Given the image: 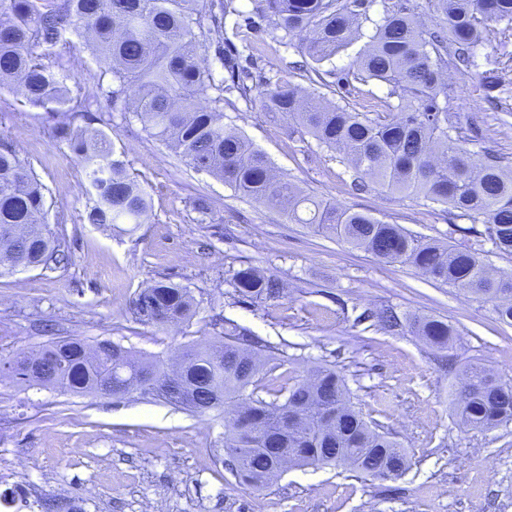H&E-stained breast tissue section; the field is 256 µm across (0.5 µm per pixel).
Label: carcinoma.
<instances>
[{
  "label": "carcinoma",
  "instance_id": "carcinoma-1",
  "mask_svg": "<svg viewBox=\"0 0 512 512\" xmlns=\"http://www.w3.org/2000/svg\"><path fill=\"white\" fill-rule=\"evenodd\" d=\"M262 0L254 12L234 0H0V86L9 85L23 102L61 116L59 135L82 162L95 196L93 224H140L148 194L128 173L112 137L88 122L74 125L63 56L78 39L100 64L84 117L105 100L111 112L133 114L149 134L174 148L198 171L224 180L234 192L278 209L295 224H311L381 262L407 264L429 278L457 286L494 303L498 319L512 325V273L492 272L473 245H440L417 239L396 224L352 211L304 192L275 173L265 154L224 125V109L241 99L263 112L280 114L319 144L345 154L358 178L383 189L448 206L460 219L485 227V238L512 252V165L489 152L467 147L470 138L452 119L453 90L448 70L479 67L481 31L495 23L512 30V0H431L436 22L425 26L411 0ZM264 31L288 45L301 37V51L316 65L329 62L350 42L364 38L362 51L337 83L378 81L389 86L383 112H359L321 103L280 77L249 86L236 75L234 58L224 54L226 31ZM216 44L209 61L201 49ZM481 86H502L501 61L485 56ZM229 77H224V74ZM45 187L30 164L7 144L0 145V275L31 266L48 268L60 244L46 222ZM234 297L258 306L281 298L283 283L253 266L232 276ZM135 319L165 327L193 316L188 289L155 281L132 301ZM410 333L446 348L456 335L447 322L427 316L408 320ZM109 348L87 356L96 344L66 337L38 355L61 357L65 376L58 390L94 392L112 358L136 372L149 369L165 381L172 371L157 358L134 357L110 339ZM180 377L153 397L183 410L230 411L224 417V450L236 473L261 487L277 475L279 454L292 464L343 466L377 477L396 469L405 474L410 458L371 425L351 402L345 380L328 367L289 387L262 382L269 364L263 345L233 323L217 343L187 345ZM20 385L49 388L17 361L0 363ZM456 393L455 413L469 429L491 431L512 423V382L482 363L466 367ZM271 396L266 400L264 395Z\"/></svg>",
  "mask_w": 512,
  "mask_h": 512
}]
</instances>
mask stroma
Returning <instances> with one entry per match:
<instances>
[{"label":"stroma","mask_w":512,"mask_h":512,"mask_svg":"<svg viewBox=\"0 0 512 512\" xmlns=\"http://www.w3.org/2000/svg\"><path fill=\"white\" fill-rule=\"evenodd\" d=\"M251 76H288L325 100L361 102L334 73L296 69L302 56L270 36ZM460 124L482 120L474 151L512 160V97L494 112L476 74L449 71ZM224 122L265 153L274 170L305 192L331 198L412 235L439 243L475 241L469 221L445 207L375 184L358 190L336 151L282 117L237 101ZM112 134L130 173L145 187L141 224L88 223L93 196L57 120L0 88V142L12 145L47 189V221L68 257L51 269L0 275V361L68 336L109 339L134 353L170 360L188 344L219 338L225 322L248 328L294 383L319 366L345 380L354 405L410 457L397 480L344 467H292L266 486L240 484L224 451V415L194 414L151 397L123 399L25 387L0 378V512H512V424L460 429L453 399L466 364L512 379V325L492 303L399 263H383L278 210L237 195L193 169L129 114L113 113ZM206 197L214 221L193 209ZM251 265L279 278L283 298L237 302L234 271ZM190 290L195 314L159 329L138 322L132 301L155 280ZM398 324L381 328L374 312ZM431 316L457 330L439 351L406 325Z\"/></svg>","instance_id":"1"}]
</instances>
